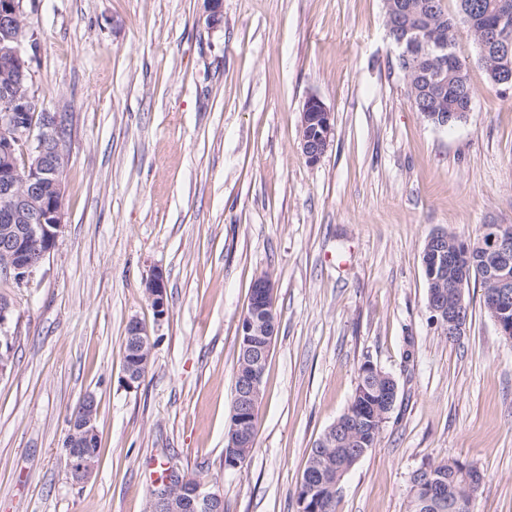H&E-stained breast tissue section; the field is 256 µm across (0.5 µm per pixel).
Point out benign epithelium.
<instances>
[{
    "label": "benign epithelium",
    "instance_id": "1",
    "mask_svg": "<svg viewBox=\"0 0 512 512\" xmlns=\"http://www.w3.org/2000/svg\"><path fill=\"white\" fill-rule=\"evenodd\" d=\"M25 0H0V60L17 73L13 81L0 85V278L21 284L43 263L55 247L63 229L64 188L60 172L69 161L65 149L72 134L69 112L34 110L31 98L22 85V76L30 70ZM390 12L404 15V24L390 33L399 49L398 58L418 69L426 64L421 81L422 95L441 103L448 94V71L439 65L448 56V24L433 23L426 18L427 6L419 0L404 3L388 2ZM512 0H501L500 20L486 38L480 40L482 54L490 57L496 79L494 84L503 91L512 90ZM334 136L331 112L317 98H308L301 110L300 146L306 160L317 163L325 154ZM25 143L27 163L23 181L17 179V144ZM478 250L486 276L493 288L487 294V308L500 333L512 339V226L489 224L485 237L464 254L448 252V232L437 231L423 251V266L429 283L438 285L430 295L428 307L437 327L455 338L463 334L465 288L469 284V266L473 250ZM448 282L452 297L444 300L440 285ZM143 288L156 315L163 320L168 314L166 280L157 271L143 282ZM251 313L239 323V335L247 351V371L238 372L236 405L231 429L225 435L227 447L244 449L253 446V429L249 412L261 395L265 351L257 350L253 338L274 335V292L259 276L252 285ZM13 309L10 299L0 295V372L8 366L10 355L9 325ZM153 342L149 330L138 319L127 324L123 348V373L127 386L140 382L147 369ZM96 395L88 393L80 400L79 414L70 421L64 442L69 480L78 485L88 481L93 472L97 446ZM360 418L347 424H335L326 431V439L347 447L351 463H357L366 453L356 435ZM343 473L329 474L308 485L313 500L321 498L323 490H335ZM151 512H223V497L200 480L177 475L171 488L156 493L149 505Z\"/></svg>",
    "mask_w": 512,
    "mask_h": 512
}]
</instances>
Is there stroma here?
<instances>
[{
  "label": "stroma",
  "mask_w": 512,
  "mask_h": 512,
  "mask_svg": "<svg viewBox=\"0 0 512 512\" xmlns=\"http://www.w3.org/2000/svg\"><path fill=\"white\" fill-rule=\"evenodd\" d=\"M32 0L30 90L68 112L64 230L13 306L0 373V512H148L153 459L197 474L224 512H296L308 454L366 362L397 399L337 512H409L414 472L460 458L484 476L473 512H512V340L465 290L463 336L431 319L422 261L439 229L512 224V93L467 36L474 91L450 129L414 110L385 0ZM311 97L332 112L318 163L300 147ZM167 281L156 321L142 286ZM277 333L255 446L224 465L238 324L255 277ZM152 335L128 388L129 319ZM99 455L72 484L64 441L85 393Z\"/></svg>",
  "instance_id": "obj_1"
}]
</instances>
